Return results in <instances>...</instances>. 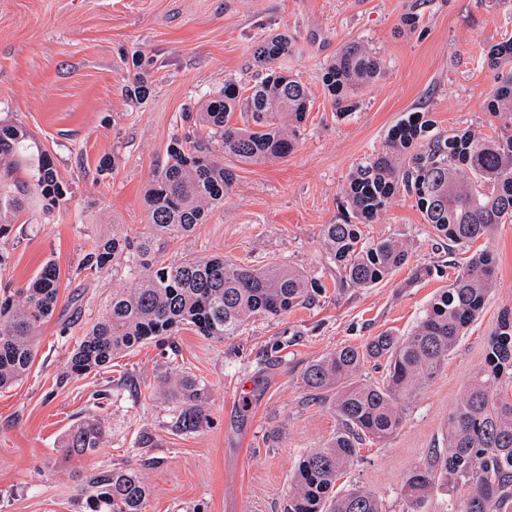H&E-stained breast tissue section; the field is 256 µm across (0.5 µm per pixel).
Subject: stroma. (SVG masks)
I'll return each mask as SVG.
<instances>
[{"label":"stroma","instance_id":"obj_1","mask_svg":"<svg viewBox=\"0 0 512 512\" xmlns=\"http://www.w3.org/2000/svg\"><path fill=\"white\" fill-rule=\"evenodd\" d=\"M409 12L420 16L413 32L402 24ZM275 32L291 37L278 67L311 95L298 147L264 165L223 154L236 174L233 191L192 236L162 240L158 256L291 264L323 284L318 301L224 340L187 327L117 356L110 368L66 376L69 353L113 289L135 283L121 263L79 274L86 246L146 232L145 191L173 135L187 129L186 114L224 83L255 85L263 72L255 48ZM511 36L512 0H0V120L24 126L53 157L67 198L52 220L26 205L0 238V278L13 286L47 261L60 270L56 308L38 329L28 375L0 389V512H84L86 476L129 466L150 488L147 512H283L296 461L338 426L328 402L304 388L305 366L383 332L406 335L468 258L449 254L414 200L400 195L362 231L368 241L403 240L408 262L372 287L348 288L322 227L341 222L349 175L408 113H428L444 133L497 126L483 106L496 82L485 55ZM355 40L377 54L381 73L342 114L321 75ZM140 68L151 82L141 102L127 93ZM476 246L497 262L484 309L401 428L365 443L338 482L372 491L386 512H405L406 473L443 448L448 414L483 365L501 311L512 308V221ZM181 378L205 389L206 418L188 434L173 431L178 402L161 387ZM91 417L106 425L101 447L67 452V433Z\"/></svg>","mask_w":512,"mask_h":512}]
</instances>
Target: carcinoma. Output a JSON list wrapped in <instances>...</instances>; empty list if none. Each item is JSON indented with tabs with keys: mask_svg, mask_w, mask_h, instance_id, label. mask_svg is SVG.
Returning <instances> with one entry per match:
<instances>
[{
	"mask_svg": "<svg viewBox=\"0 0 512 512\" xmlns=\"http://www.w3.org/2000/svg\"><path fill=\"white\" fill-rule=\"evenodd\" d=\"M288 34L262 39L256 58L265 77L246 98L226 82L196 113L200 130L176 137L165 165L145 193L148 231L134 241L118 233L99 237L86 249L82 269L94 275L125 255L138 280L132 288L112 291L105 312L75 346L65 368L82 376L112 363L118 355L153 339L170 337L190 326L207 338L224 339L257 316L275 318L310 303L323 288L318 279L291 266H238L222 256L193 257L151 267L145 258L163 237L187 236L208 213L224 204L235 173L213 154L210 143L239 161L262 165L288 156L299 144L310 93L275 62L289 51ZM498 71L486 111L512 128V38L486 54ZM380 72L379 62L362 43L342 47L324 69L322 82L337 111L353 110V98ZM243 110V126L230 123ZM418 112L388 134L384 149L361 166L345 187L351 219L327 224L324 244L341 273L357 288L372 287L406 263V244L396 238L364 243L360 225L371 223L400 192L416 207L436 235L448 240V253L492 235L512 218V134L487 135L472 130L447 135ZM31 136L22 126L0 122V235L26 206L20 169L35 181L43 210L51 214L65 201L52 157H30ZM496 258L477 250L457 278L440 289L417 325L406 336L385 333L362 347L341 346L309 363L305 388L328 400L339 423L336 434L300 459L291 478L284 512H385L382 502L362 486L335 493L364 442L382 441L403 424L418 392L437 375L494 288ZM60 287L57 265L46 262L20 288L0 283V388L22 379L34 359V337L56 304ZM368 358L383 359L386 376L379 385L356 376ZM512 309L502 311L484 365L469 379L448 414L444 442L448 453L435 454L412 468L402 492L407 512H424L433 493L452 483L464 489L455 512H512ZM180 403L173 428L198 429L205 409L203 388L190 380L172 382ZM104 428L84 421L67 434L64 447L84 455L101 447ZM94 493L85 512H146L149 488L134 467L103 470L86 478Z\"/></svg>",
	"mask_w": 512,
	"mask_h": 512,
	"instance_id": "1",
	"label": "carcinoma"
}]
</instances>
